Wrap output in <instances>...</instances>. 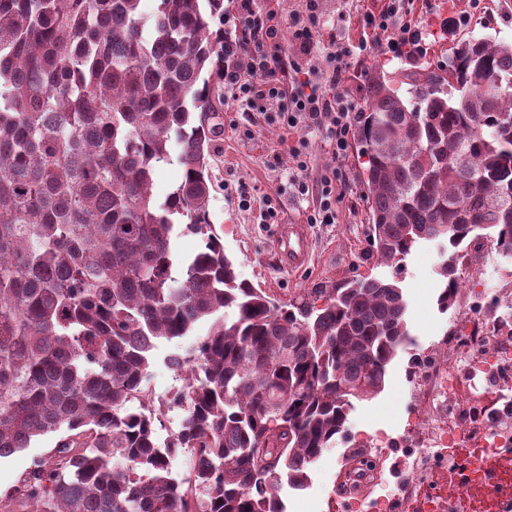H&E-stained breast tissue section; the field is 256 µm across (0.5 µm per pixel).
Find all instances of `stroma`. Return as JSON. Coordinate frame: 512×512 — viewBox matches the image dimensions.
Masks as SVG:
<instances>
[{
	"instance_id": "obj_1",
	"label": "stroma",
	"mask_w": 512,
	"mask_h": 512,
	"mask_svg": "<svg viewBox=\"0 0 512 512\" xmlns=\"http://www.w3.org/2000/svg\"><path fill=\"white\" fill-rule=\"evenodd\" d=\"M365 8L364 0H322L323 22L317 46L309 57L311 64L324 66L330 41L357 44L358 20ZM411 9L430 46L429 53L418 60L394 56L385 45L388 33H381L380 45L361 51L358 62L349 63L341 72V88L355 107L364 105L367 74H379L390 87L403 92L412 79L424 73L447 76L448 59L461 41L486 37L512 42V0H412ZM344 14L351 17V24L341 23ZM295 145L302 148L301 158L291 154ZM365 166L359 144H351L343 161L337 162L326 144L324 130L284 128L278 103L268 105L266 113L249 117L232 96L224 98V135L211 156L210 222L240 278L283 304L314 299L316 289L329 288L355 276L392 278L403 289L409 304L410 339L389 364L383 391L354 401L345 432L312 465L306 488L295 490L281 485L279 495L285 512H341L336 472L351 445L365 435L384 434L395 442L402 439L415 403L408 368L448 328L450 314L437 304L441 258L436 247L417 245L397 267L381 264L372 253ZM293 175L309 185L310 194L296 192L289 181ZM327 180L336 192L335 221L310 223L318 203L317 192ZM266 196L272 198L277 209L272 221L263 217L262 199ZM280 224L306 225L311 248L303 268L290 270L280 265L272 248ZM207 329V324L202 323L193 336L159 343L146 380L148 390L163 395L180 386L181 377L168 365L167 358L185 353L194 336L206 334ZM57 439V434H48L28 448L0 458V497L12 491ZM423 459L421 449L410 453L393 449L386 462L385 477L373 490L374 496L398 495L412 469L419 467Z\"/></svg>"
}]
</instances>
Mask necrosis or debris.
<instances>
[{
  "instance_id": "1",
  "label": "necrosis or debris",
  "mask_w": 512,
  "mask_h": 512,
  "mask_svg": "<svg viewBox=\"0 0 512 512\" xmlns=\"http://www.w3.org/2000/svg\"><path fill=\"white\" fill-rule=\"evenodd\" d=\"M500 334L501 323L491 306L475 307L457 319L447 340L429 350L424 364L410 369V381L431 390L408 419L407 444L428 449L438 475L454 467V449L478 451L466 491L429 498L421 512H465L467 490L485 480V460L512 450V402L484 399L494 384L512 375V361L502 357ZM386 454V448L376 445L350 457L341 476L350 512H403L404 500L380 501L368 495Z\"/></svg>"
}]
</instances>
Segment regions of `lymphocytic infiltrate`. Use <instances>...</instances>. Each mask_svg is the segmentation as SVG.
Wrapping results in <instances>:
<instances>
[{"label":"lymphocytic infiltrate","instance_id":"f902f5d3","mask_svg":"<svg viewBox=\"0 0 512 512\" xmlns=\"http://www.w3.org/2000/svg\"><path fill=\"white\" fill-rule=\"evenodd\" d=\"M224 24V87L248 111H264L278 101L288 127L321 126L333 158H342L353 135V107L339 86L338 73L354 54L340 44L328 56V68L303 69L298 55L311 54L320 28L319 0H305L290 37L273 12L260 11L255 0H234ZM296 55H289V47Z\"/></svg>","mask_w":512,"mask_h":512}]
</instances>
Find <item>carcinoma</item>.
<instances>
[{
	"mask_svg": "<svg viewBox=\"0 0 512 512\" xmlns=\"http://www.w3.org/2000/svg\"><path fill=\"white\" fill-rule=\"evenodd\" d=\"M140 4L0 0V458L60 433L0 512H285L282 477L305 487L351 399L384 389L408 301L393 279L357 278L319 306L281 305L239 279L209 217L223 0H156L147 17ZM366 85L370 247L397 265L440 243L445 309L472 244L512 258V44L454 53L448 85L473 112L434 73L409 100ZM174 156L183 173L159 201L152 176ZM188 233L202 247L178 259ZM204 321L155 405L156 342Z\"/></svg>",
	"mask_w": 512,
	"mask_h": 512,
	"instance_id": "1",
	"label": "carcinoma"
}]
</instances>
